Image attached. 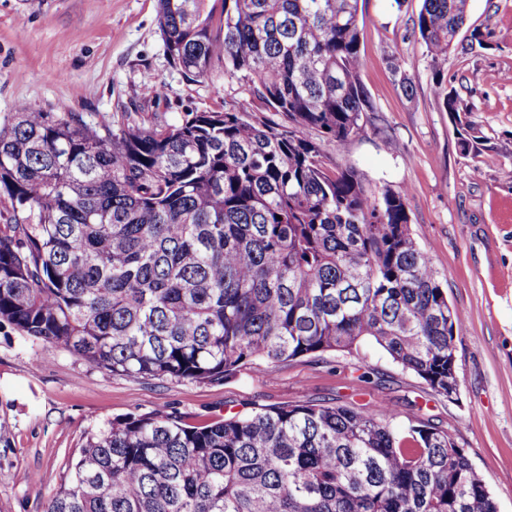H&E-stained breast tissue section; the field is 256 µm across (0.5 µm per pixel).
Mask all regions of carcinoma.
<instances>
[{
    "label": "carcinoma",
    "instance_id": "carcinoma-1",
    "mask_svg": "<svg viewBox=\"0 0 512 512\" xmlns=\"http://www.w3.org/2000/svg\"><path fill=\"white\" fill-rule=\"evenodd\" d=\"M204 2L159 0L158 26L182 72L220 65L247 86L224 111L0 117V323L90 370L211 385L373 342L453 398L464 317L414 237L408 189L332 169L310 137L342 149L375 111L359 0ZM466 11L422 0L411 27L464 156L488 137L441 64ZM390 66L413 97L401 57ZM398 417L306 402L105 420L43 512H497L448 428Z\"/></svg>",
    "mask_w": 512,
    "mask_h": 512
}]
</instances>
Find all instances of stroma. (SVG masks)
Instances as JSON below:
<instances>
[{
    "label": "stroma",
    "instance_id": "obj_1",
    "mask_svg": "<svg viewBox=\"0 0 512 512\" xmlns=\"http://www.w3.org/2000/svg\"><path fill=\"white\" fill-rule=\"evenodd\" d=\"M421 0H359L362 81L375 106L330 163L372 185L409 187L408 212L449 302L465 318L456 336L458 395L427 392L390 356L365 344L357 356L300 358L275 373L255 365L221 385L144 380L89 370L59 348L33 346L0 325V512H42L69 478L73 456L98 421L174 413L191 425L260 406L307 401L388 402L453 431L491 490L512 512V0H468L462 35L491 31L487 48L451 51L443 65L470 120L489 136L479 154L459 151L456 130L432 92L430 57L410 34ZM157 0H0V115L21 102L46 112H118L173 121L220 112L241 96L214 68L199 79L175 68L158 27ZM403 57L415 91L390 69ZM163 95L145 98L146 84ZM41 479L33 492L31 476Z\"/></svg>",
    "mask_w": 512,
    "mask_h": 512
}]
</instances>
